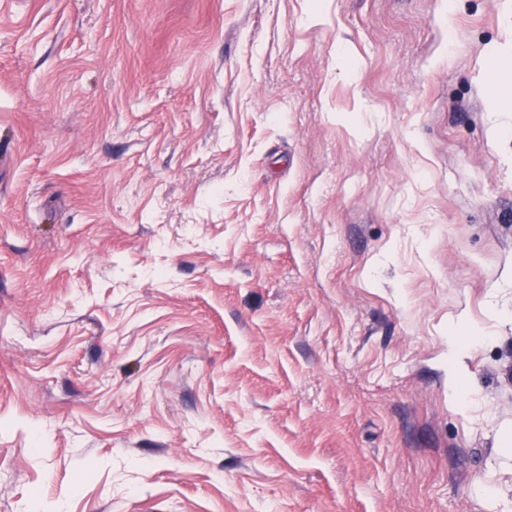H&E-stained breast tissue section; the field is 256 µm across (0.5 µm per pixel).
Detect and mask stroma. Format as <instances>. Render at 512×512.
Instances as JSON below:
<instances>
[{
	"label": "stroma",
	"mask_w": 512,
	"mask_h": 512,
	"mask_svg": "<svg viewBox=\"0 0 512 512\" xmlns=\"http://www.w3.org/2000/svg\"><path fill=\"white\" fill-rule=\"evenodd\" d=\"M512 0H0V512H512Z\"/></svg>",
	"instance_id": "1"
}]
</instances>
